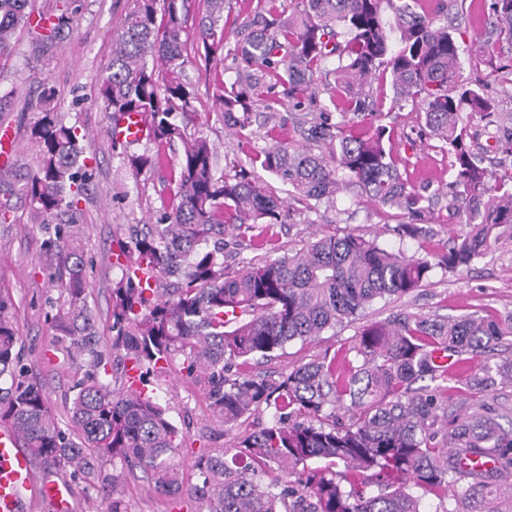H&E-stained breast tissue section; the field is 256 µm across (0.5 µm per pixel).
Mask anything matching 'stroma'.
I'll return each instance as SVG.
<instances>
[{
	"label": "stroma",
	"instance_id": "35a3bbf8",
	"mask_svg": "<svg viewBox=\"0 0 512 512\" xmlns=\"http://www.w3.org/2000/svg\"><path fill=\"white\" fill-rule=\"evenodd\" d=\"M128 7V0H81L70 39L55 49L45 66L37 69L28 66L34 43L27 36L17 41L10 58L0 63V95L7 93L13 98L15 110L9 113L7 122L16 132L13 145L21 167L29 170L37 164V148L28 137V127L35 115L24 111L23 106L36 96L42 82L56 87L58 111L67 122L81 126L87 134L85 155L94 169V180L78 204V247L87 263L91 285L89 306L103 328L108 325L110 290L117 276L109 252L112 237L119 225L146 221L149 212L159 209L166 196L158 175L147 174L140 182H133L119 158L113 156L107 135L108 122L97 101L100 74ZM298 8V0H230L226 8L231 22L227 38L232 41L246 33L257 13L269 12L285 18ZM490 15L484 0H477L471 7L460 40L464 49L461 78L468 83L485 84L490 92L497 94L500 112L512 116V96L506 93V78L512 73V53L500 51L497 35L488 23ZM186 72L198 96L197 114L187 132L210 140L217 148L219 170L225 176H234L245 164L251 149L268 144V128L262 122H254L250 141L239 140L225 129L216 112L213 66L196 58L188 63ZM387 122L395 127L403 158L400 172L409 187L434 190L447 186L452 175L448 155L437 148L435 139L421 134L416 112L404 107L393 112ZM290 206L291 223L257 225L254 237L268 238L274 246L296 251L317 235L353 234L409 256L423 255L428 249L440 253L448 243V199L444 196L433 206L428 234L424 237L399 232V225L409 221L403 211L387 216L378 206L359 202L351 191L340 194L335 203L324 202L314 210L297 200L291 201ZM15 216V222H0V292L9 294L13 301L23 358L45 384L48 402L62 418L67 413L72 371L60 367L53 356V330L45 320L48 300L57 299L60 291L50 278L51 269L42 254L40 225L34 224L24 202H17ZM477 309L501 314L512 311L510 238L504 239L495 252L457 272L434 269L421 288L400 298L375 301L356 321L327 331L315 340L290 343L284 353L265 363L263 369L281 372L345 351L362 325L383 320L397 311L432 318ZM151 387L157 399L168 406L174 421L190 423V446L182 457L184 470H191L199 449L235 447L253 427L248 421L228 431L214 423L203 395L178 380L175 373L152 377ZM116 479L125 489L128 512H188L190 508L189 503L157 496L140 473L125 471L117 474Z\"/></svg>",
	"mask_w": 512,
	"mask_h": 512
}]
</instances>
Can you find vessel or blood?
I'll return each mask as SVG.
<instances>
[{"instance_id": "b4317fda", "label": "vessel or blood", "mask_w": 512, "mask_h": 512, "mask_svg": "<svg viewBox=\"0 0 512 512\" xmlns=\"http://www.w3.org/2000/svg\"><path fill=\"white\" fill-rule=\"evenodd\" d=\"M145 129L137 115L120 119L108 128L110 138L133 141L143 138ZM39 488L41 495L52 500L59 512L67 507V490L54 482L36 484L33 464L26 450L21 448L15 431L6 424L0 425V512H22L25 495L32 488Z\"/></svg>"}]
</instances>
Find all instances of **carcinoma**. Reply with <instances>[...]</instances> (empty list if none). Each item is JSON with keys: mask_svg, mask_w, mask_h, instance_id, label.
<instances>
[{"mask_svg": "<svg viewBox=\"0 0 512 512\" xmlns=\"http://www.w3.org/2000/svg\"><path fill=\"white\" fill-rule=\"evenodd\" d=\"M227 0H133L121 19V36L100 76L99 99L112 123L137 114L148 130L145 147L111 141L133 178L166 170L169 196L145 224H124L112 237L113 281L109 339L88 306L86 262L74 245L78 196L92 182L83 158L85 134L56 108L49 83L28 102L37 114L29 126L39 152L34 171L7 158L0 169L12 176L0 200V219L11 198L28 203L46 227L42 246L55 263L61 305L49 302L45 320L54 329L52 347L65 366L84 362L73 380L68 421L48 406L44 386L18 348L9 296L0 294V423L11 426L32 463L98 487L106 466L140 470L161 497L185 494L199 512H422L432 495L464 484L462 496L480 499L479 512L512 477V425L481 397L504 379L512 359L484 362L463 371L476 355L512 334V311L491 316L475 310L429 319L406 312L363 326L348 349L352 356L323 357L289 372H244L295 341H311L356 318L377 299L413 293L440 266H468L496 249L501 229L512 228V126L497 121V101L483 85L459 81V0H439L418 12L409 0H302L288 22L265 17L227 47ZM493 26L512 42V0H492ZM76 0H60L50 12H34L31 0H0V60L9 56L18 32L34 35L43 65L52 49L70 37ZM197 52L221 63L233 56L235 78L215 75V101L225 127L248 138L253 108L265 109L271 144L247 155L249 173L218 172L216 151L204 137L189 138L186 121L196 114V94L186 74L188 28ZM334 77L341 95L333 109L295 116L304 144L281 137L272 82L298 98L316 95ZM390 79L393 96L373 91ZM417 109L421 130L454 157L448 183V227L465 212L469 231L448 238L447 252L407 257L376 241L347 234L324 235L292 254L258 264L243 258L229 273L224 230L286 223L289 206L263 182L279 178L293 196L317 204L343 189L381 207L405 209L420 220L434 205L408 187L393 131L381 124L395 109ZM469 109L495 126V184L487 182L485 153L463 123ZM342 120H334L333 112ZM352 120L346 121V115ZM182 146L176 164L167 154ZM444 352L456 368L437 361ZM167 370L197 388L212 420L230 429L271 410L233 454L211 448L194 463L195 482L185 480L180 461L187 434L169 408L149 394L150 376ZM474 400L473 411L451 429L439 410L452 385ZM377 492H372L371 487ZM107 512H126L119 485L108 487Z\"/></svg>", "mask_w": 512, "mask_h": 512, "instance_id": "obj_1", "label": "carcinoma"}]
</instances>
